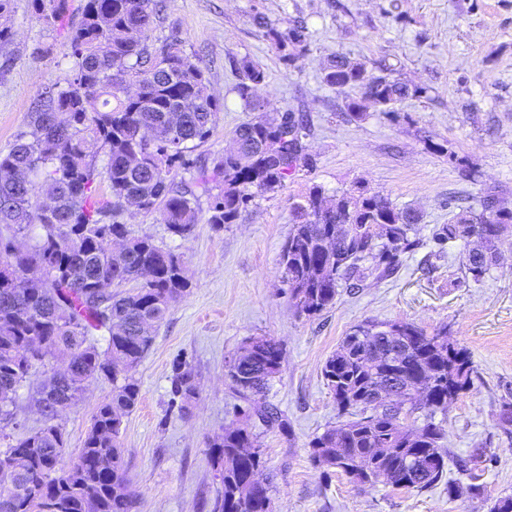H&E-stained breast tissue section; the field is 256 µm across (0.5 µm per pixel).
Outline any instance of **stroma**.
Returning a JSON list of instances; mask_svg holds the SVG:
<instances>
[{"instance_id": "35a3bbf8", "label": "stroma", "mask_w": 512, "mask_h": 512, "mask_svg": "<svg viewBox=\"0 0 512 512\" xmlns=\"http://www.w3.org/2000/svg\"><path fill=\"white\" fill-rule=\"evenodd\" d=\"M31 2L11 0L5 18L14 35L0 46L1 152L25 129L40 93L72 76L70 25L81 0H69L68 22L56 28L38 20ZM152 6L151 45L178 38L222 108L210 136L193 143L187 164L174 170L176 182L198 195L190 234L171 237L156 212L118 217L133 234L179 256L191 283L137 368L140 400L121 427L133 512H211L221 484L208 443L241 424L245 409L226 365L245 339L259 336L283 349L281 370L260 400L284 424L256 429L272 512H489L497 498L512 496V426L499 421L502 404L512 403V238L502 245L503 262L476 283L459 269L461 244L435 237L448 221L449 200L495 187L512 209V0H153ZM258 14L281 33L304 23L306 51L295 62L283 60L269 30L255 26ZM338 53L371 70L390 65L395 77L424 93L400 103L397 120L372 109L353 120L338 109L341 94L322 80ZM245 59L266 73L254 94L267 111L304 114L313 165L256 195L236 223L219 228L207 222L218 190L201 192L197 179L200 166H212L230 148L236 127L253 117L238 93ZM315 186L329 198L364 186L417 209L422 220L414 232L420 246L403 255L394 277L340 288L331 309L308 316L288 299L280 254L294 204ZM365 321H405L430 333L443 328L470 353L474 385L441 418L454 455L474 448L495 454L478 479L481 498L449 496V482L459 478L453 468L445 482L417 492L358 485L312 460L309 441L337 422L323 364ZM181 362L199 389L186 412L171 395ZM111 391V382L95 379L62 414L63 465L73 461Z\"/></svg>"}]
</instances>
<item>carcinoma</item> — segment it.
<instances>
[{"label": "carcinoma", "mask_w": 512, "mask_h": 512, "mask_svg": "<svg viewBox=\"0 0 512 512\" xmlns=\"http://www.w3.org/2000/svg\"><path fill=\"white\" fill-rule=\"evenodd\" d=\"M46 26L67 16V0H32ZM156 17L151 0H85L71 35L72 78L40 95L9 152L0 155V512H133L119 435L136 406L137 367L156 328L190 287L182 261L136 236L116 220L130 208L161 212L168 232L185 237L197 221L192 191L179 186L176 165L188 144L203 141L216 123L219 101L203 69L173 39L152 50ZM276 49L293 63L306 47V27L282 36L270 30ZM240 95L257 113L233 133L235 148L205 183L222 185L207 223L234 224L257 194L273 191L289 173L309 165L307 126L293 111L271 115L253 96L265 71L242 62ZM323 81L338 92L356 89L344 111L353 119L369 108L397 118L396 106L425 89L378 72L347 55L332 57ZM106 162L98 166L99 150ZM107 181L110 198L99 194ZM295 223L280 262L290 299L308 315L336 304L340 281L355 287L369 276L395 275L401 255L413 249L419 213L389 196L364 188L328 203L313 187L294 206ZM39 229L36 244L15 247L18 236ZM512 233V211L499 205L493 188L478 206L451 211L441 237L462 241L460 270L479 282L501 257ZM107 334L105 344L92 339ZM53 356L54 368L31 394L44 414L40 428L15 435L17 398L36 369ZM281 345L272 338L245 340L228 362L232 388L243 399L259 394L280 372ZM344 420L315 436L312 457L365 483L394 489H428L447 477L448 462L476 479L492 461L474 448L452 458L442 444L437 413L468 391L475 369L465 348L409 322H367L344 337L322 369ZM104 377L112 392L92 416L69 467L61 465L67 434L59 419ZM393 383L398 399L377 398ZM173 399L186 411L198 395L192 372L177 365ZM423 425L407 426L415 414ZM222 484L213 512H271L270 488L254 481L265 467L263 451L246 427L226 428L209 442Z\"/></svg>", "instance_id": "obj_1"}]
</instances>
